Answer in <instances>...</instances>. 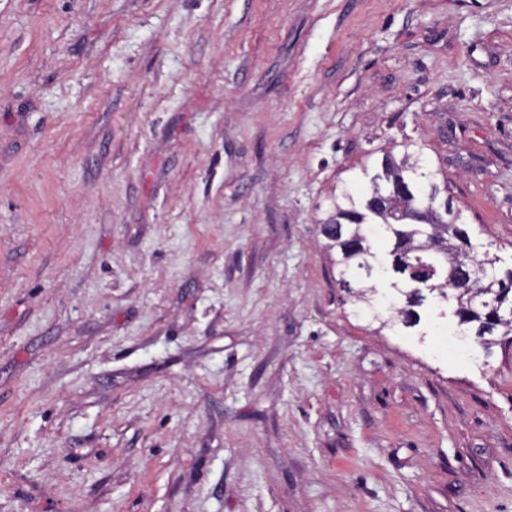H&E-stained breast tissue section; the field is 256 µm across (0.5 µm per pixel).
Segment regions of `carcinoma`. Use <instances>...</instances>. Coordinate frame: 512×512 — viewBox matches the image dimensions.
<instances>
[{"instance_id": "carcinoma-1", "label": "carcinoma", "mask_w": 512, "mask_h": 512, "mask_svg": "<svg viewBox=\"0 0 512 512\" xmlns=\"http://www.w3.org/2000/svg\"><path fill=\"white\" fill-rule=\"evenodd\" d=\"M370 184V195L386 197L383 208L368 210L367 199L350 185L322 222L324 228L331 224L343 227V235L328 238V247L336 251L341 274L356 271L358 286L344 278L341 284L364 304L363 312L375 320L391 313L404 326L415 327L421 321L418 308L432 297L446 304L456 302L459 323L468 326L486 350L499 329L506 336L512 334V267L497 270L487 254L475 248L448 197V186L437 183L424 170L420 157L408 153L400 159L383 156ZM375 221L390 235L386 271L396 278L392 283L396 294L389 297L379 298L373 287L365 285L376 260L367 234ZM454 263L468 269L467 280L450 277Z\"/></svg>"}]
</instances>
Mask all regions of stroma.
<instances>
[{"label":"stroma","instance_id":"1","mask_svg":"<svg viewBox=\"0 0 512 512\" xmlns=\"http://www.w3.org/2000/svg\"><path fill=\"white\" fill-rule=\"evenodd\" d=\"M407 150L512 267V0H0V512H512V335L321 234Z\"/></svg>","mask_w":512,"mask_h":512}]
</instances>
